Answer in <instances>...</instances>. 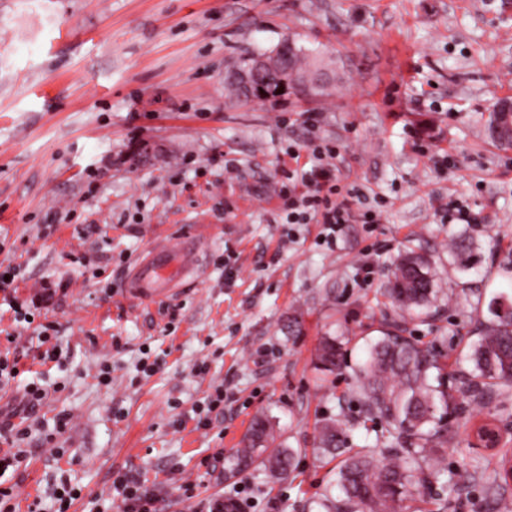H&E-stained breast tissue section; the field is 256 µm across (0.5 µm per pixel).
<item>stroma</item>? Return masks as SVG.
Masks as SVG:
<instances>
[{"instance_id": "obj_1", "label": "stroma", "mask_w": 512, "mask_h": 512, "mask_svg": "<svg viewBox=\"0 0 512 512\" xmlns=\"http://www.w3.org/2000/svg\"><path fill=\"white\" fill-rule=\"evenodd\" d=\"M288 36L336 61L335 93L229 103L231 68ZM507 97L512 0H0V269L16 268L23 299L61 284L46 317L68 348L62 363L36 364L39 341L24 331L26 370L0 393L5 411L27 383H57L40 420L70 416L55 444L33 433L26 466L0 476L18 487L16 512L51 506L64 484L81 493L70 512H105L117 470L158 482L163 512L217 494L250 512H314L335 477L315 452L318 420H342L347 447L375 441L353 387L382 327L401 325L453 381L472 369L462 346L490 322V301L512 297V149L488 129ZM322 138L362 193L355 212L382 209L333 245L321 225L286 223L279 198L288 148ZM451 199L478 223L443 221ZM189 233L205 240L201 277L171 301L126 298V271ZM410 250L439 290L423 317L385 293ZM327 336L344 354L329 376L317 359ZM105 360L108 386L96 379ZM218 386L224 412L197 428L194 410ZM456 402L436 458L451 471L482 454L475 426L512 439V396ZM259 414L296 449L295 478L211 467ZM500 494L512 483L472 480L450 512H493Z\"/></svg>"}]
</instances>
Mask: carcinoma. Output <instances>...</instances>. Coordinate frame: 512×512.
Segmentation results:
<instances>
[{"label": "carcinoma", "instance_id": "carcinoma-1", "mask_svg": "<svg viewBox=\"0 0 512 512\" xmlns=\"http://www.w3.org/2000/svg\"><path fill=\"white\" fill-rule=\"evenodd\" d=\"M291 64L299 73H311L332 64L297 45L290 49ZM437 293L426 261L405 255L392 272L387 295L401 309L415 310ZM512 310V300L501 295L490 302L493 321L485 326L471 346L472 371L459 378L456 391L483 399L488 395L512 394V324L502 320L498 309ZM336 339H324L318 349L323 370L341 367ZM356 388L364 400L366 415L384 423L382 445L363 448L340 462L337 483L328 484L315 504L318 512H403L412 488L425 484L458 486L486 475L485 458H469L453 476L432 463V455L448 445V424L452 394L438 359L403 335L392 325L368 345V357L356 373ZM275 429L266 417L253 420L236 449L227 459L238 471L261 466L271 475L285 478L292 472L295 450L277 442ZM343 430L331 418L321 423L318 450L331 461L342 453ZM512 454L500 451L498 468L489 480L494 485L508 483Z\"/></svg>", "mask_w": 512, "mask_h": 512}]
</instances>
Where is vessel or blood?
I'll return each mask as SVG.
<instances>
[{
	"label": "vessel or blood",
	"instance_id": "b4317fda",
	"mask_svg": "<svg viewBox=\"0 0 512 512\" xmlns=\"http://www.w3.org/2000/svg\"><path fill=\"white\" fill-rule=\"evenodd\" d=\"M200 240L188 238L178 245L160 242L136 262L126 284V295L137 301H157L179 292L181 285L197 276L201 263Z\"/></svg>",
	"mask_w": 512,
	"mask_h": 512
}]
</instances>
